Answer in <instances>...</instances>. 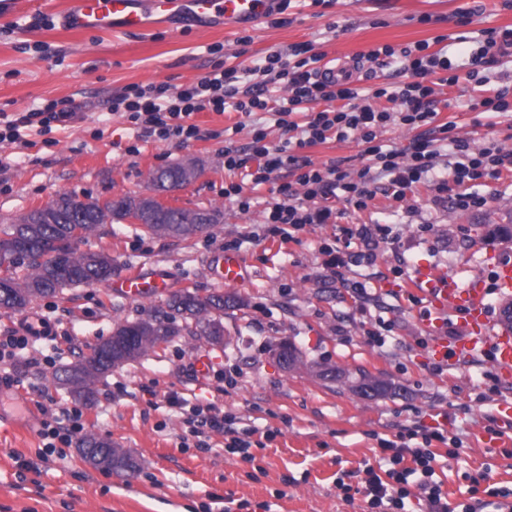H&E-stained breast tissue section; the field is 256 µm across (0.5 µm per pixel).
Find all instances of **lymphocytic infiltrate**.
Instances as JSON below:
<instances>
[{"instance_id": "lymphocytic-infiltrate-1", "label": "lymphocytic infiltrate", "mask_w": 512, "mask_h": 512, "mask_svg": "<svg viewBox=\"0 0 512 512\" xmlns=\"http://www.w3.org/2000/svg\"><path fill=\"white\" fill-rule=\"evenodd\" d=\"M477 47L471 50L469 79L479 80L489 88L488 96L477 106L485 112H505L512 108L508 95L512 87L493 86L489 76L480 74L479 66L499 63L512 53V29L479 31ZM370 59L382 60L408 70L411 82L400 86L380 87L372 92L355 86L350 80H332L321 73V55L310 53L307 45L291 47L289 54L274 52L255 67L237 69L215 66L197 83L172 90L162 83L133 85L112 99L113 111L121 113L134 128L137 139L177 141L185 144L198 139L199 128L193 124V114L202 110L222 113L233 109L244 116L257 112L268 114L270 122L289 131L281 145L269 146L264 128L253 131L249 157H242L232 138H225L224 167L246 170L253 185L268 182L275 172L291 173L292 181L279 186V202L266 210L262 226L264 236L292 240L294 233L313 224L331 223L334 201H342L356 209L367 208L377 193L384 192L401 199L407 190L421 183L437 186L438 199L453 198L465 207L477 198L464 193L467 184L487 177L512 173V151L494 138L474 144L452 137L446 147L420 136L403 148L381 144L378 133L389 125L417 129L431 124L438 112L434 90L426 79L440 71L448 72V84L458 81L460 67L456 53L441 49L429 51L427 43L419 42L401 49L389 45L369 54ZM250 81L247 91H240L242 81ZM284 85L287 97L270 102L269 84ZM371 95L372 104L357 106L356 101ZM326 102L318 112H308L309 104ZM308 112L305 124L292 121V114ZM78 117L72 100L65 99L28 112L0 113V142H16L25 129L39 125L41 131L55 126H67ZM346 141L356 139L364 144L367 158L357 171L351 172L339 163L318 165L299 156V149L325 142L328 137ZM345 238L358 240L362 249L345 253L332 247L323 248L325 264L331 269H343L362 261H370V246L388 238L389 230L382 224H355L344 228ZM154 408H172L183 417L184 437L201 438L207 432L224 435V451L249 458L256 433L251 426H240L237 416L225 413L214 404H202L193 394L165 393L154 401ZM83 414L75 408L63 407L43 421L40 437L41 460H48L57 449L71 447L74 439L86 432ZM438 428L402 429L396 439L379 442L384 473L366 466L361 491L374 512H411L414 503L422 502L427 512H448V500L434 479L436 455L432 442H445Z\"/></svg>"}]
</instances>
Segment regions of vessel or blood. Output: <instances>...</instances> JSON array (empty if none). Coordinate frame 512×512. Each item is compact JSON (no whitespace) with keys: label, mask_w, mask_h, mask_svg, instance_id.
<instances>
[{"label":"vessel or blood","mask_w":512,"mask_h":512,"mask_svg":"<svg viewBox=\"0 0 512 512\" xmlns=\"http://www.w3.org/2000/svg\"><path fill=\"white\" fill-rule=\"evenodd\" d=\"M279 0H67L62 25L77 33H140L169 26L182 18L207 22L233 31L276 14ZM210 273L224 285H235L245 276V265L238 254L217 252L210 259ZM171 286L167 268L155 266L126 274L112 281L111 287L132 300H147L164 294ZM410 288L426 300L429 316L424 326L432 332V351L436 358L457 361L488 347L502 378L512 377V333L490 317L489 292L500 300L512 299V257L496 255L494 281L472 278L460 285L451 275L430 266H418L409 282ZM455 312L465 326L461 336L445 337L438 329L447 312ZM496 430L485 433L486 447L501 445V430L512 427V406L501 405L496 416Z\"/></svg>","instance_id":"vessel-or-blood-1"}]
</instances>
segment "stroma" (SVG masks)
Here are the masks:
<instances>
[{
    "instance_id": "35a3bbf8",
    "label": "stroma",
    "mask_w": 512,
    "mask_h": 512,
    "mask_svg": "<svg viewBox=\"0 0 512 512\" xmlns=\"http://www.w3.org/2000/svg\"><path fill=\"white\" fill-rule=\"evenodd\" d=\"M64 0H0V110L13 113L75 98L81 117L50 136L33 134L27 143H2L0 225L40 208L63 194L119 199L157 194L169 207L217 208L221 224L179 241L144 234L129 221L113 223L112 233L92 239V249L112 257V275L167 266L174 290L199 296L218 291L206 264L225 241L251 235L240 255L247 280L234 287L243 307L224 312L227 350L175 338L155 354L114 369L100 386L83 418L99 436L129 451L141 463L133 477L94 468L76 448L43 463L41 422L48 410L73 406L69 394L52 381L53 369L20 361L0 366V512H224L225 498L244 501L249 512H358L347 505L336 479L362 472L374 462L379 438L400 428L428 425L430 416L447 417L456 446L439 442L435 479L449 507L468 502L473 477L512 491V450L486 448L482 432L495 429L500 403H512V380L500 377L490 352L440 362L422 325L425 310L409 299L407 284L422 264L468 283L490 276L487 246L475 236L486 225H512V176L478 187L479 205L458 207L436 201L435 190L420 184L404 199L382 195L367 209L340 207L334 223L316 224L296 240L260 237L266 203L279 199L281 176L257 190L259 204L240 211L225 198V186L241 176L224 169L219 133L241 121L239 113L208 110L191 121L199 139L136 141L129 123L110 112L114 95L132 84L196 83L216 64L247 68L267 54L308 43L326 58L361 59L357 85L377 88L408 81L409 75L368 60L370 50L441 40L469 30L512 28V0H291L282 13L235 31L189 29L181 32L77 34L61 25ZM444 106L438 123H451L454 136L480 140L493 136L512 150V112H479L469 102L474 82L435 84ZM364 147L357 141L330 140L303 148L316 164L336 161L360 168ZM196 159L201 175L176 190L154 192L148 172ZM385 224L388 242L374 248L372 264L334 274L322 264L320 249L331 245L360 250L341 227ZM363 284V294L353 291ZM165 296L130 301L114 295L108 282L75 289L73 298L37 299L32 312L49 318L55 336L71 337V348L57 362L75 361L87 345L109 335L115 322L144 317L165 305ZM291 341L307 359L349 370L361 368L399 390L372 400L347 387L326 383L307 370L287 371L271 351ZM209 359L199 375L195 361ZM234 372L235 386L218 380ZM126 398H118L119 389ZM194 392L202 401L254 422L277 436L254 449V462L219 451L224 436L210 433L212 451L180 445L179 414L154 409L152 393Z\"/></svg>"
}]
</instances>
